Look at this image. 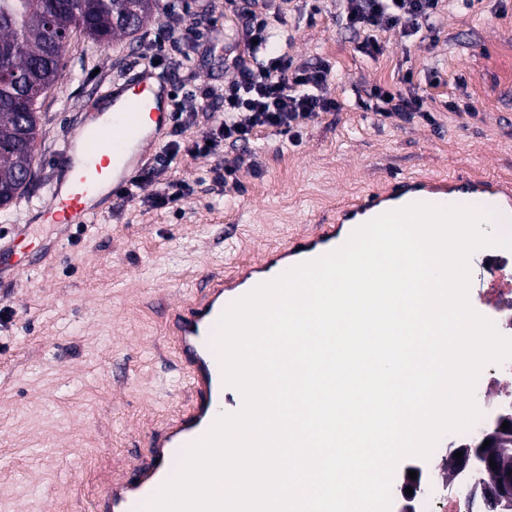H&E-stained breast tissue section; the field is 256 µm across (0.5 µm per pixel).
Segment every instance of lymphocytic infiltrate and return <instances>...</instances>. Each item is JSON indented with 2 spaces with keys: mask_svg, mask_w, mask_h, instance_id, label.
I'll use <instances>...</instances> for the list:
<instances>
[{
  "mask_svg": "<svg viewBox=\"0 0 512 512\" xmlns=\"http://www.w3.org/2000/svg\"><path fill=\"white\" fill-rule=\"evenodd\" d=\"M440 7L441 0H345L344 19L348 28L363 36L358 51L374 57L383 51L376 37L380 30L400 26L407 35L422 32L437 39ZM241 13L248 44L243 53L225 58V69L234 70L235 75L219 85H198L192 67L195 34L183 29L178 19L169 22L167 64L162 72L165 77L180 79L184 92L172 98L173 138L161 151L159 163H172L183 150L194 156H215L223 148L251 144L264 131L295 145L322 114L342 109V100L329 88V62L298 65L288 54L278 52L287 33L286 23L279 15L268 14L259 0H241ZM217 102L223 103V112H214ZM357 105L384 120L436 122L422 97L412 91L403 95L375 86ZM202 116L210 124L203 139L181 145L180 136Z\"/></svg>",
  "mask_w": 512,
  "mask_h": 512,
  "instance_id": "f902f5d3",
  "label": "lymphocytic infiltrate"
}]
</instances>
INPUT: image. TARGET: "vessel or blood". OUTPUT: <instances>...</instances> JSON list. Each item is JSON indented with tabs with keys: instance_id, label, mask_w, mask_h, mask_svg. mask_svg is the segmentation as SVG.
<instances>
[{
	"instance_id": "1",
	"label": "vessel or blood",
	"mask_w": 512,
	"mask_h": 512,
	"mask_svg": "<svg viewBox=\"0 0 512 512\" xmlns=\"http://www.w3.org/2000/svg\"><path fill=\"white\" fill-rule=\"evenodd\" d=\"M111 93L110 116L101 117L94 103H87L82 119L61 134L58 159L68 175L50 183L39 218L58 225L66 236L104 215L110 199L123 197L170 122L168 84L151 66H143L133 80L113 82ZM465 198L487 202L496 223H512V187L497 180L466 174L402 177L384 190H371L342 203L331 223L293 237L258 262L238 265L234 275L219 272L206 278L192 294L171 305L165 327L186 365L187 400L168 418L163 431L150 437L146 462L112 480L96 498L95 512H143L145 502L177 467L185 447L223 413L228 388L211 339L217 320L231 302L285 270L338 248L353 230L387 211L414 202L456 204ZM29 231V225L17 224L10 238H0V284L17 283L22 274L38 271L46 256L56 251L52 243L40 247L38 257L10 262ZM485 259L494 287L512 293V271L499 247H487Z\"/></svg>"
}]
</instances>
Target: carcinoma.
<instances>
[{"label":"carcinoma","mask_w":512,"mask_h":512,"mask_svg":"<svg viewBox=\"0 0 512 512\" xmlns=\"http://www.w3.org/2000/svg\"><path fill=\"white\" fill-rule=\"evenodd\" d=\"M163 9L162 0H0V211L29 185L39 104L60 80L72 35L105 45Z\"/></svg>","instance_id":"obj_1"}]
</instances>
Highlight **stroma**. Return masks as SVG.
I'll list each match as a JSON object with an SVG mask.
<instances>
[{
	"label": "stroma",
	"instance_id": "1",
	"mask_svg": "<svg viewBox=\"0 0 512 512\" xmlns=\"http://www.w3.org/2000/svg\"><path fill=\"white\" fill-rule=\"evenodd\" d=\"M183 25H197L194 67L199 83L228 79L224 54L244 50L237 0H171ZM285 17L297 63L328 61L334 92L381 85L424 97L435 125L379 120L348 106L329 112L299 145L264 134L248 150H228L238 186L220 193L197 186L185 201L152 208L148 197L170 180L195 183L211 157L180 153L138 196L113 205L75 245L1 288L13 310L0 349V512H92L105 483L143 459L152 433L186 399L183 370L163 329L170 305L212 271L253 262L291 237L329 223L338 204L393 175L512 177V0H475L446 9L437 42L409 41L400 30L379 33L383 55L355 50L357 35L340 22L341 0H319L307 20L303 0H265ZM141 35L105 47L75 36L56 91L42 102L35 178L0 219L32 231L23 252L54 237L38 224L48 184L62 176L61 132L82 104L113 80L140 69ZM445 85L429 86L430 68ZM415 75L413 84L402 80ZM470 113L449 112L448 101Z\"/></svg>",
	"mask_w": 512,
	"mask_h": 512
}]
</instances>
